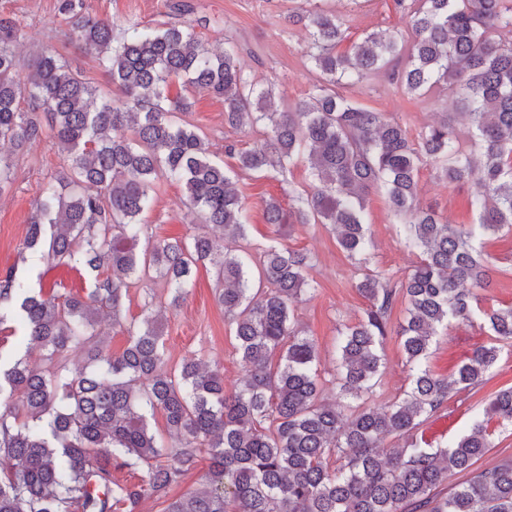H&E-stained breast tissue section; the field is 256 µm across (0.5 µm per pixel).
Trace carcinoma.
Masks as SVG:
<instances>
[{
  "label": "carcinoma",
  "mask_w": 512,
  "mask_h": 512,
  "mask_svg": "<svg viewBox=\"0 0 512 512\" xmlns=\"http://www.w3.org/2000/svg\"><path fill=\"white\" fill-rule=\"evenodd\" d=\"M408 41L366 34L341 51L346 20L315 7L289 16L309 32L317 74L307 98L279 110L273 89L244 77L234 47L211 52L187 25L148 29L132 22L116 38L112 24L91 16L84 0H59L77 41L96 53L123 97L108 100L53 55L22 69L14 47L21 26L0 17V141L16 147L49 138L68 169L44 183L19 260L67 267L88 288L56 281L33 288L13 265L0 276V512H138L143 499L164 497L208 455L206 487L172 501L166 512H512V462L473 471L491 447L492 421L512 422V386L498 390L465 434L448 448H426L415 432L450 392H469L512 340V307L482 311L491 341L476 348L453 380L427 366L433 337L478 311L474 289L487 267L476 241L512 231V0H397ZM409 94L438 90L463 106L444 112L411 139L406 126L368 110L339 88L385 67ZM224 99V121L248 120L265 138L224 144L225 167L208 140L176 121L186 99L170 100L172 78ZM26 108H21V102ZM45 119H40V116ZM470 126L479 154L456 145L455 122ZM307 163L314 188L283 209L265 203L269 224H329L347 255L368 260L371 238L364 196L384 192L419 264L394 285L366 274L356 288L369 301L363 317L339 332L336 395L324 398L318 349L295 326L294 304L315 291L309 256L270 245L257 255L233 252L224 238H246V208L230 174ZM431 163L450 183L473 182L477 223L443 222L417 204L418 172ZM183 184L187 204L207 231L192 240L146 241L141 216L160 180ZM216 272L215 296L233 327L244 372L224 389V376L200 361L167 367L164 336L152 302L125 324L127 347L114 356L97 331L103 316L122 324L129 288L164 280L177 306L200 265ZM407 300L401 338L410 386L383 408L351 401L382 374L380 349L390 313ZM20 323L39 367L4 351L7 323ZM82 351L70 371L66 353ZM162 415L165 434L152 426ZM404 441L394 448L383 443ZM337 456L339 466L328 460ZM141 471L133 484L112 468ZM472 473L446 495L451 473Z\"/></svg>",
  "instance_id": "carcinoma-1"
}]
</instances>
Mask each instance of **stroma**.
<instances>
[{
  "label": "stroma",
  "instance_id": "1",
  "mask_svg": "<svg viewBox=\"0 0 512 512\" xmlns=\"http://www.w3.org/2000/svg\"><path fill=\"white\" fill-rule=\"evenodd\" d=\"M327 6L346 19L350 40L379 31L397 37L407 33L394 0H328ZM305 8V0H87L88 11L110 21L117 32L130 21L149 28L186 22L194 25L199 39L213 49H223L225 39H233L237 46L235 61L243 74L250 80L272 85L283 105L308 97L315 82L307 56L308 32L304 26L288 22L289 15ZM0 17L14 19L23 28L24 36L17 47L22 64L33 63L44 54L62 57L74 72L96 86L101 96L121 98L119 87L100 66L96 54L84 50L72 35L69 24L58 12V0H0ZM166 93L172 98H187L191 107L183 113V120L195 126L215 151H223L228 139L250 146L259 138L258 128L242 126L232 130L225 126L223 99L186 88L178 78L169 82ZM343 93L357 104L403 123L414 136L438 120L440 113L456 109L449 97L404 93L383 73L346 87ZM0 154L14 163L13 181L0 193L1 275L17 261L43 182L61 171L66 161L46 138L19 148L0 143ZM234 183L249 222L242 247L256 251L279 243L306 251L311 258L308 276L316 290L303 296L295 317L304 335L314 339L320 352L321 383L325 390H333L338 333L357 322L368 306L356 288L361 273L339 247L330 225L294 224L279 231L266 224V201L277 199L286 208L293 196L310 189L312 180L304 163L283 171L240 174ZM418 184L421 205L434 208L448 223H475L476 216L469 206L477 191L474 183L441 181L433 166L425 163L419 169ZM365 219L374 242L368 263L371 273L394 282L403 279L417 264L418 255L405 247L402 226L378 190H370L365 196ZM144 222L155 240H187L202 232L204 226L200 214L188 207L183 186L165 180L157 182L154 206L145 214ZM482 255L488 269L487 286L480 292L484 307L512 306V232L483 237ZM215 288L214 270L199 268L194 288L178 307L172 308L162 282L140 283L131 288L122 315L128 319L139 317L146 296H153L155 307L161 310L168 366L176 368L189 360H202L223 373L224 387L230 391L239 385L243 372L231 326L216 303ZM489 340L481 318L452 322L449 329L434 338L427 364L436 374L451 376L475 347ZM383 353L381 382L361 397L363 403L378 407L398 400L408 387L399 336H387ZM508 386H512V343L505 342L483 384L472 394L452 396L441 409L425 418L420 434L431 447L450 445L482 413L489 396Z\"/></svg>",
  "mask_w": 512,
  "mask_h": 512
}]
</instances>
